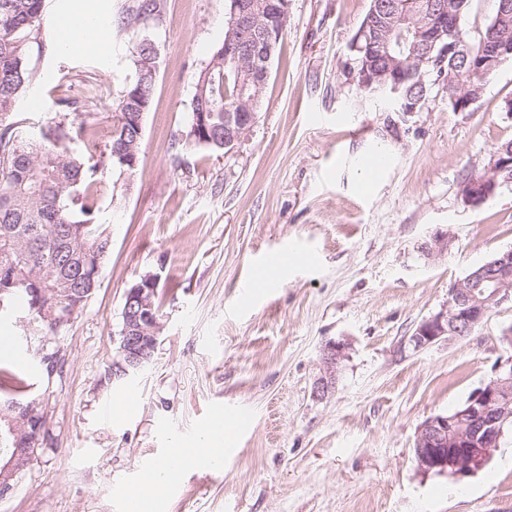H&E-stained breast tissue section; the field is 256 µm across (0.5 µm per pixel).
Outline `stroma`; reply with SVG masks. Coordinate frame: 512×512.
Listing matches in <instances>:
<instances>
[{
    "label": "stroma",
    "mask_w": 512,
    "mask_h": 512,
    "mask_svg": "<svg viewBox=\"0 0 512 512\" xmlns=\"http://www.w3.org/2000/svg\"><path fill=\"white\" fill-rule=\"evenodd\" d=\"M70 2L45 0L36 77L15 106L25 129L77 113L104 148L145 38L158 52L155 96L136 172L99 165L97 220L112 250L56 342L61 370L47 374L36 343L21 342L50 438L0 512H132L129 489L209 430L223 469L187 466L161 512H512V432L458 488L420 471L412 452L426 418L463 404L512 355L502 339L512 303L465 338L408 342L455 280L512 249V182L478 207L460 192L512 139L502 110L512 62L468 111H452L437 85L420 111L397 112L347 69L370 0H290L256 123L233 150L210 152L182 136L229 0H160L129 28L119 0H82L105 25L66 52L53 22ZM377 153L388 166L364 176ZM284 246L294 262L252 284L253 265ZM148 272L160 276L159 344L147 367L115 381L124 293ZM338 338L348 349L336 384L314 396L322 349ZM217 403L228 419L214 430Z\"/></svg>",
    "instance_id": "1"
}]
</instances>
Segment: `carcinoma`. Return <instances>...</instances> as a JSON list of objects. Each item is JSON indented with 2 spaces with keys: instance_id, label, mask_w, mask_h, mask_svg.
I'll return each mask as SVG.
<instances>
[{
  "instance_id": "cac0c4a2",
  "label": "carcinoma",
  "mask_w": 512,
  "mask_h": 512,
  "mask_svg": "<svg viewBox=\"0 0 512 512\" xmlns=\"http://www.w3.org/2000/svg\"><path fill=\"white\" fill-rule=\"evenodd\" d=\"M431 2L371 0L361 23L367 33L354 37L350 72L355 83H361L367 68L377 73L392 69L416 96L428 97L431 86L441 82L454 94L480 98L485 83L472 70L478 66L476 58L450 55L441 61L439 49L428 47L401 22L405 14L414 22L423 18ZM461 2L456 29L461 47L477 53L492 37L512 45V15L495 33H490V22L473 37L463 24L471 0ZM157 9L155 0H123L119 7L127 27ZM43 16L44 0H0V317L23 303L25 335L47 345L71 322L57 317L68 308L82 311L99 287V268L112 249V237L95 218L97 165L69 149L86 137L85 123L62 114L31 136L14 112L35 78L29 43L40 35ZM136 51L138 76L118 103L119 115L104 152L112 168L129 176L136 172L130 161L141 158L139 119L152 105L156 77L147 65L150 45L142 40ZM239 81V66L224 62L215 49L201 92L192 99V110L206 112L210 129H224V108L239 101ZM0 389L14 394L0 403L1 461L21 447L23 418L41 409L36 400L24 397V380L7 370L0 372ZM10 419L16 421L14 432Z\"/></svg>"
}]
</instances>
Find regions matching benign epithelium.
Listing matches in <instances>:
<instances>
[{
  "mask_svg": "<svg viewBox=\"0 0 512 512\" xmlns=\"http://www.w3.org/2000/svg\"><path fill=\"white\" fill-rule=\"evenodd\" d=\"M223 42L224 61L240 65L244 74L240 108L224 114V150L234 149L257 120L256 106L270 73V65L280 33L289 19L290 0H230ZM458 16L441 0L426 25L430 41L441 46L442 55L460 50L456 41ZM512 48L496 47L491 62H480L481 76L487 77L509 60ZM380 90L397 112H415L419 103L407 97L398 79L387 76L379 81ZM512 170V146L493 154L489 171L463 185L462 196L471 206L483 204L500 186L498 175ZM159 277L141 276V282L126 293L129 298L126 326L121 348L112 360V379L122 380L145 368L157 349L161 325L152 316V298ZM506 301L512 302V249L501 252L472 269L448 288L444 308L422 322L410 337L411 345L424 349L441 339H461L481 325L488 313ZM347 343L336 339L325 344L321 363L323 375L316 381L314 393L325 395L335 382L345 357ZM512 420V355L499 361L494 376L476 389L454 414H436L419 427L414 459L423 472L452 474L456 480L474 475L491 459L503 430ZM40 443L34 436L23 448H17L4 461L0 471L12 473L30 458Z\"/></svg>",
  "mask_w": 512,
  "mask_h": 512,
  "instance_id": "obj_1",
  "label": "benign epithelium"
}]
</instances>
